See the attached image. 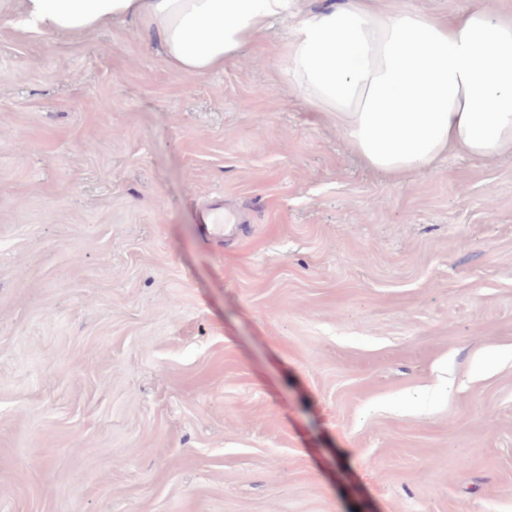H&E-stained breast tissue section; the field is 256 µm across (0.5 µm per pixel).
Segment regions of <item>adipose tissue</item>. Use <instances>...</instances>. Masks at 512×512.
<instances>
[{"label": "adipose tissue", "instance_id": "ef3b65f1", "mask_svg": "<svg viewBox=\"0 0 512 512\" xmlns=\"http://www.w3.org/2000/svg\"><path fill=\"white\" fill-rule=\"evenodd\" d=\"M114 22L154 32L168 64L208 73L287 23L276 68L370 169L401 179L449 152L512 156V13L467 0L449 19L345 0H19L16 28L80 37Z\"/></svg>", "mask_w": 512, "mask_h": 512}]
</instances>
